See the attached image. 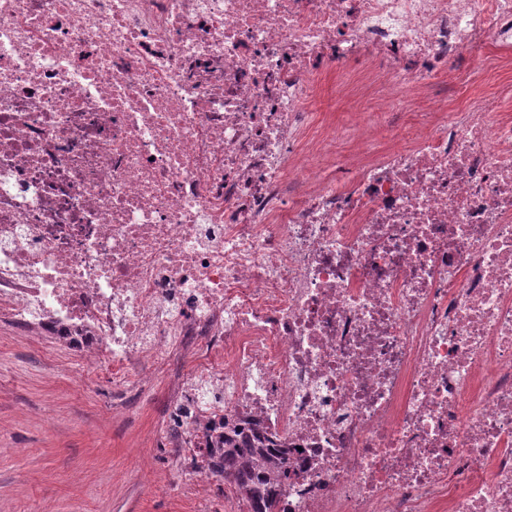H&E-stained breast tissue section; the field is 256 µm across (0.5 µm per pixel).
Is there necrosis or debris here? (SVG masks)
<instances>
[{"label": "necrosis or debris", "mask_w": 512, "mask_h": 512, "mask_svg": "<svg viewBox=\"0 0 512 512\" xmlns=\"http://www.w3.org/2000/svg\"><path fill=\"white\" fill-rule=\"evenodd\" d=\"M490 40L512 0H0V317L171 376L157 493L249 419L283 512H512V85L448 105ZM335 73L385 152L316 125Z\"/></svg>", "instance_id": "1"}]
</instances>
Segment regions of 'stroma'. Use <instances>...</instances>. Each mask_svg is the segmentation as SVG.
<instances>
[{
  "instance_id": "stroma-1",
  "label": "stroma",
  "mask_w": 512,
  "mask_h": 512,
  "mask_svg": "<svg viewBox=\"0 0 512 512\" xmlns=\"http://www.w3.org/2000/svg\"><path fill=\"white\" fill-rule=\"evenodd\" d=\"M502 49L489 44L482 72L464 96L512 83ZM369 103L324 84L317 119L354 126ZM166 394L131 409L112 403V379L84 359L50 347L49 337L0 322V512H190L177 495L156 493L175 470L157 428Z\"/></svg>"
}]
</instances>
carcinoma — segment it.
<instances>
[{
    "mask_svg": "<svg viewBox=\"0 0 512 512\" xmlns=\"http://www.w3.org/2000/svg\"><path fill=\"white\" fill-rule=\"evenodd\" d=\"M288 449L247 420L224 423V482L246 512H280L281 483L288 479Z\"/></svg>",
    "mask_w": 512,
    "mask_h": 512,
    "instance_id": "obj_1",
    "label": "carcinoma"
}]
</instances>
